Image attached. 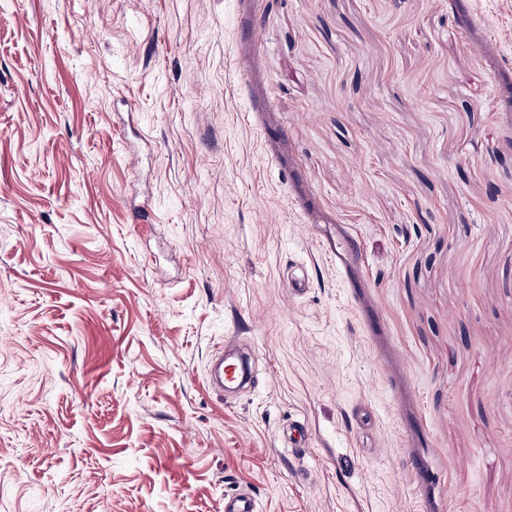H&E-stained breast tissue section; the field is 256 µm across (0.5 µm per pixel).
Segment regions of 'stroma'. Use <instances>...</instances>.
I'll return each instance as SVG.
<instances>
[{"mask_svg":"<svg viewBox=\"0 0 512 512\" xmlns=\"http://www.w3.org/2000/svg\"><path fill=\"white\" fill-rule=\"evenodd\" d=\"M236 490L512 512V0H0V512ZM254 354L250 350L217 352L211 365V382L228 392H244L254 384Z\"/></svg>","mask_w":512,"mask_h":512,"instance_id":"1","label":"stroma"}]
</instances>
